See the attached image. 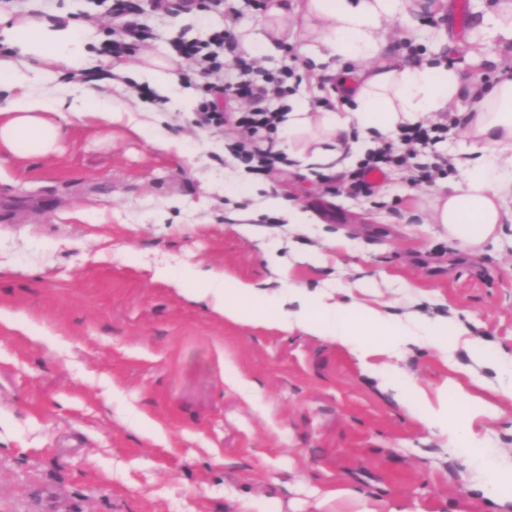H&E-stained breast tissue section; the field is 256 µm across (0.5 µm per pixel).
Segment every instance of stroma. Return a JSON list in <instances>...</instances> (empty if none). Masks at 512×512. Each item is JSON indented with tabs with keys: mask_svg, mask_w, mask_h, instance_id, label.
<instances>
[{
	"mask_svg": "<svg viewBox=\"0 0 512 512\" xmlns=\"http://www.w3.org/2000/svg\"><path fill=\"white\" fill-rule=\"evenodd\" d=\"M447 2L436 18L385 23L398 58L441 55L484 82L511 71L512 53L492 41L481 68L449 51L473 34L486 0L463 22ZM41 5L110 34V0ZM142 19L153 36L126 56L127 84L112 91L131 119L75 121L52 155L0 162V309L14 317L0 322V512H357L352 500L322 503L338 488L390 512H501L449 447L447 423L428 425L381 376L410 377L439 409L451 404V378L495 402L500 416L475 418L472 431L512 462V223L475 255L429 223L443 181L465 180L454 167L417 183L397 169L359 198L346 171L251 175L229 149L244 128L147 111L135 86L144 55L206 39L223 14L148 7ZM311 44L304 28L287 31L262 62L297 63L294 96L318 112L339 98L316 75ZM247 179L256 190L242 199L235 188ZM272 194L314 223L288 224ZM186 264L270 293L294 285L400 320L445 319L456 334L444 350L375 357L371 374L327 338L231 321L154 277L156 266ZM476 343L493 363L472 362Z\"/></svg>",
	"mask_w": 512,
	"mask_h": 512,
	"instance_id": "35a3bbf8",
	"label": "stroma"
}]
</instances>
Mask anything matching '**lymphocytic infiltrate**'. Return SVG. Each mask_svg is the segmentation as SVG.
<instances>
[{"instance_id": "1", "label": "lymphocytic infiltrate", "mask_w": 512, "mask_h": 512, "mask_svg": "<svg viewBox=\"0 0 512 512\" xmlns=\"http://www.w3.org/2000/svg\"><path fill=\"white\" fill-rule=\"evenodd\" d=\"M139 12L138 0H111L110 53L118 57L129 54L150 39L149 27L135 19ZM172 51L182 67L184 81H191L196 74L203 80V96L196 110L197 125L223 127L228 120L224 109L226 101L235 98L248 100L251 107L240 113L237 123L249 131L252 140L234 145L235 155L259 173L270 172L278 165L286 164V157L275 151L274 144L282 117L280 102L290 92L291 80L297 77L295 67L288 65L271 72L258 59L241 56L236 51L232 31L227 27L214 31L204 41H174ZM228 64L237 73L236 81L224 78V67ZM447 135L448 127L444 124L403 127L399 136L401 148L388 144L364 159L354 175L353 192H372L369 175L385 174L394 168H412L413 179L417 182L446 173L447 159L431 163L427 156Z\"/></svg>"}]
</instances>
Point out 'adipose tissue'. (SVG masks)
<instances>
[{
  "label": "adipose tissue",
  "instance_id": "obj_1",
  "mask_svg": "<svg viewBox=\"0 0 512 512\" xmlns=\"http://www.w3.org/2000/svg\"><path fill=\"white\" fill-rule=\"evenodd\" d=\"M408 7L409 0H271L258 51L276 50L289 18L315 21V60L344 95L340 110L317 119L304 101H289L280 123L281 147L289 159L333 172L354 165L401 126L427 123L468 101L461 119L470 149L453 158L467 178L464 184L439 188L431 221L442 225L449 238L474 246L498 225L512 223V75L484 83L464 79L458 68L445 64L395 59L384 24L408 17ZM100 42L97 27L66 8L49 18L0 14V156L44 157L55 151L71 120L121 119L120 110L108 107L96 88L66 106L34 93L25 75L32 69L52 76L60 66H76ZM156 275L233 321L267 319L282 330L298 327L330 338L363 364L404 344L447 343L444 321L415 330L361 302H330L302 288L289 289L281 299L248 284H229L213 270L194 271L190 288L169 269H157ZM288 301L295 310L285 309ZM447 390L454 401L449 445L478 473L485 497L500 505L512 503V468H502L467 429L474 417L499 415V407L470 396L453 380Z\"/></svg>",
  "mask_w": 512,
  "mask_h": 512
}]
</instances>
